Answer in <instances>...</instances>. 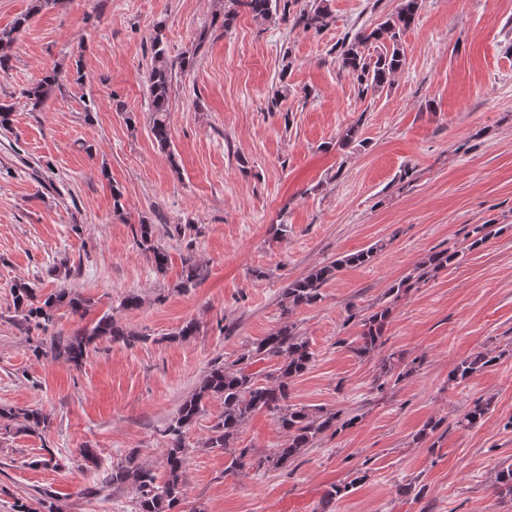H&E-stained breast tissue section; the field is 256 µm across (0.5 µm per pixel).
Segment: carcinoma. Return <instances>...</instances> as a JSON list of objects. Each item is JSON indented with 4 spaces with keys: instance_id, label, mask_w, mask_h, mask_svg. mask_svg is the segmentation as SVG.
<instances>
[{
    "instance_id": "obj_1",
    "label": "carcinoma",
    "mask_w": 512,
    "mask_h": 512,
    "mask_svg": "<svg viewBox=\"0 0 512 512\" xmlns=\"http://www.w3.org/2000/svg\"><path fill=\"white\" fill-rule=\"evenodd\" d=\"M297 0H226L224 7V29H229L237 18V7L248 10L252 17L261 22L291 24L305 32L321 33L329 23L331 12L328 0H314V3L295 12L290 7ZM422 0H399L395 11L371 30H361L354 36L344 37L336 43V61L341 70L347 72L357 83L358 93L364 96L376 93L391 84L392 77L401 71L406 58L402 47V36L411 28L421 8ZM29 16L25 15L5 28H0V71L10 68L9 51L24 29ZM162 24H157L151 40V63L146 72L145 83L149 103L150 132L159 149L168 154L170 163H175L171 151L172 131L170 125V100L175 69H186L192 63L188 57L178 61L170 58L163 41ZM62 88L60 73L57 70L46 72L39 80L22 91L24 107L29 112H42L52 94ZM493 224H476L470 235L467 249L483 246L492 237ZM137 245L150 255L156 269L165 268L168 262L167 251L155 240L154 224L146 217L140 219L134 229ZM385 244H373L357 253L342 256L330 263L318 264L304 276L288 282L282 289L278 329L254 340L250 347L234 360L216 359L211 362L206 375L195 392L187 397L174 415L160 430L165 440V462L163 476L143 464L135 463L133 457L118 463L106 472L102 484L114 488L128 487L137 495L138 512H178L177 507L184 497V468L188 454L185 433L193 425L210 398L224 401V412L209 428L203 447L224 451L232 449L231 461L224 472L235 474L245 467L257 471L281 468L295 461L306 449L326 434L336 436L357 424L359 416L344 410H328L321 406L294 404L290 401L288 385L292 380L308 371L313 360L309 340L290 320V316L304 307H315L325 295L324 286L335 278L345 266H362L374 260ZM462 251L443 249L426 253L412 273L402 278L388 290V300L377 310L360 315L349 314L360 324V331L351 342V350L360 358L371 357L382 351L386 343L385 330L392 307L403 295L421 281L448 267L460 263ZM204 270L192 254L182 257L181 287L195 288L202 281ZM14 312L18 323L26 330L43 331L56 322V312L68 308L74 315H84L89 301L69 288H58L44 299H37L35 289L26 282L15 283L10 288ZM105 338L112 342L132 345L145 342L147 336H139L118 325L110 315L104 314L94 323L87 325L69 336L52 337L51 350L55 356L76 366L82 364L92 345ZM509 353L507 349L498 351L480 350L461 359L448 374V382L459 385ZM261 361L272 363L264 375L251 367ZM416 372V360L406 361L401 353L391 352L380 358L378 373L373 379L380 390L389 381L396 382ZM491 400L477 399L472 407L457 421L461 428H471L485 418L490 411ZM270 412L286 433V443L269 453L250 457L248 448H235L238 435L250 416L259 411ZM22 420L27 430L47 429L51 417L37 409H12L0 407V428L8 430L10 423ZM366 475L356 471V476L340 484L331 486L321 503L320 512L338 498L349 493L365 480ZM493 492L499 498H512V464L501 467L494 479Z\"/></svg>"
}]
</instances>
